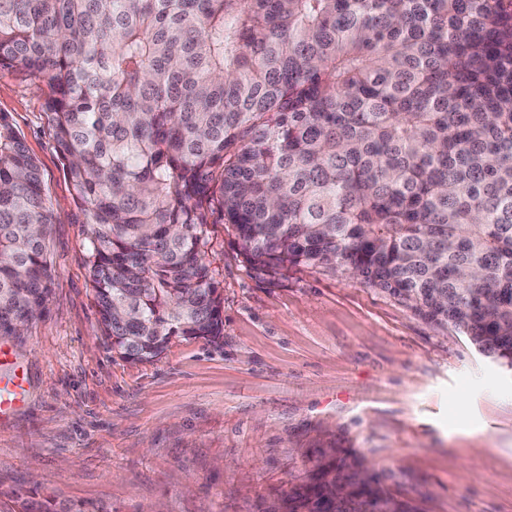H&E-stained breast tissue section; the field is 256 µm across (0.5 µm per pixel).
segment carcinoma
I'll return each instance as SVG.
<instances>
[{
	"mask_svg": "<svg viewBox=\"0 0 512 512\" xmlns=\"http://www.w3.org/2000/svg\"><path fill=\"white\" fill-rule=\"evenodd\" d=\"M3 66L49 88L122 358L223 335L216 208L256 274L343 269L512 369V0H0ZM53 221L0 114V336L46 308ZM285 512L416 510L341 458Z\"/></svg>",
	"mask_w": 512,
	"mask_h": 512,
	"instance_id": "cac0c4a2",
	"label": "carcinoma"
}]
</instances>
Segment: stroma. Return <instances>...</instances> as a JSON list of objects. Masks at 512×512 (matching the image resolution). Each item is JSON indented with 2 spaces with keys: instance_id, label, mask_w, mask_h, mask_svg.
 I'll return each instance as SVG.
<instances>
[{
  "instance_id": "obj_1",
  "label": "stroma",
  "mask_w": 512,
  "mask_h": 512,
  "mask_svg": "<svg viewBox=\"0 0 512 512\" xmlns=\"http://www.w3.org/2000/svg\"><path fill=\"white\" fill-rule=\"evenodd\" d=\"M46 94L0 68V113L56 217L49 303L7 337L14 362L0 366L28 377L25 406L0 423L1 504L29 494L108 512H283L318 464L350 452L418 512H512V370L349 274L256 275L221 214L205 230L223 336L172 339L151 362L113 351Z\"/></svg>"
}]
</instances>
